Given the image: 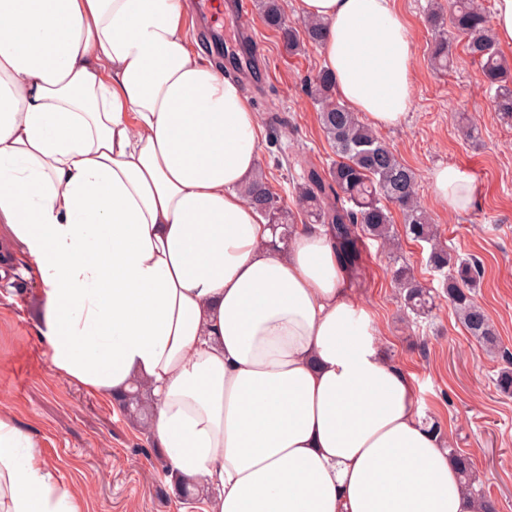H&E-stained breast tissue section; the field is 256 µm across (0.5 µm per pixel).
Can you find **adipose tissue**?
I'll return each instance as SVG.
<instances>
[{
  "mask_svg": "<svg viewBox=\"0 0 512 512\" xmlns=\"http://www.w3.org/2000/svg\"><path fill=\"white\" fill-rule=\"evenodd\" d=\"M326 24L343 104L376 128L412 108L392 0H294ZM185 0H0V228L29 257L60 379L144 384L201 512H477L448 438L381 353L327 228L288 247L242 193L260 126L186 35ZM431 190L470 211L447 165ZM0 512H84L0 410Z\"/></svg>",
  "mask_w": 512,
  "mask_h": 512,
  "instance_id": "adipose-tissue-1",
  "label": "adipose tissue"
}]
</instances>
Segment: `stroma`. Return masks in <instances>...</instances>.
<instances>
[{
	"mask_svg": "<svg viewBox=\"0 0 512 512\" xmlns=\"http://www.w3.org/2000/svg\"><path fill=\"white\" fill-rule=\"evenodd\" d=\"M448 0H394L407 22L414 56L413 106L400 127L381 130L397 159L417 178L419 201L438 224L450 252L474 257L483 266L477 300L493 321L502 350L512 353V121L497 112L480 68L462 43L453 46L448 70L433 69L428 47L434 31L427 16ZM254 29L257 53L272 66L269 76L240 79L261 125L258 164L288 210L295 186L308 169L324 172L334 155L322 132L319 106L308 81L326 61L312 45L289 53L257 5L224 21V38ZM473 125V138L461 124ZM458 165L471 174L476 201L466 214H449L429 191L430 174ZM361 265L349 286L375 314L382 352L407 372L422 417L437 419L454 447L473 458L486 491L512 512V397L495 379L500 357L466 332L445 298L429 317L403 312L388 268L401 255L415 276L439 288L426 263L429 247L400 238L397 252L377 241L360 242ZM9 253L0 278V409L14 414L39 442L48 467L83 496L86 512H199V499L176 490L167 458L150 431L130 422L110 399L59 379L51 369L38 324L43 301L28 258L0 235V254Z\"/></svg>",
	"mask_w": 512,
	"mask_h": 512,
	"instance_id": "1",
	"label": "stroma"
}]
</instances>
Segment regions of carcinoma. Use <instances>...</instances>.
Masks as SVG:
<instances>
[{"label":"carcinoma","instance_id":"cac0c4a2","mask_svg":"<svg viewBox=\"0 0 512 512\" xmlns=\"http://www.w3.org/2000/svg\"><path fill=\"white\" fill-rule=\"evenodd\" d=\"M261 14L267 26L279 32L288 50L300 42L321 44L325 26L318 21L295 27L287 21L282 0H261ZM430 22L435 38L430 45L432 63L440 70L448 67L453 41L465 40L468 53L479 62L487 90L493 92L498 111L512 118V84L507 68L496 48L490 20L478 0H451L448 15L433 12ZM333 75L326 69L310 80L312 96L320 106L319 119L336 161L323 177L310 169L298 188L296 204L315 222L328 227L344 265L354 268L359 262L358 241L365 237L381 243L392 240V212L395 206L403 216L405 236L430 246L429 265L442 276L443 294L454 308L467 333L487 351L499 347L497 331L485 309L475 299L483 276L480 263L461 258L437 242V227L418 203L417 179L413 170L399 162L385 142L370 126L361 122L336 97ZM243 194L270 224L290 225V214L281 205L280 196L259 171ZM390 273L399 285L403 309L415 317H425L435 305V296L420 282L400 258H392ZM497 389L512 396V356L504 359L498 372ZM127 418L146 426L147 404L140 390L127 393L121 400ZM464 486L479 501L480 512H498L492 495L476 479L472 459L458 448H449Z\"/></svg>","mask_w":512,"mask_h":512}]
</instances>
